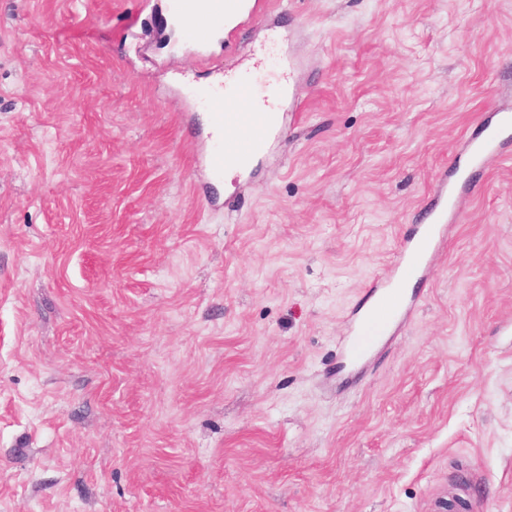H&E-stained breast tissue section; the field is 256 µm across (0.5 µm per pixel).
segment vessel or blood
Here are the masks:
<instances>
[{"instance_id":"obj_1","label":"vessel or blood","mask_w":512,"mask_h":512,"mask_svg":"<svg viewBox=\"0 0 512 512\" xmlns=\"http://www.w3.org/2000/svg\"><path fill=\"white\" fill-rule=\"evenodd\" d=\"M261 7V0H171L170 3L173 14L182 18L189 41L199 48L204 47L215 27H223L226 36H233L234 22L249 20ZM255 93L253 83L245 78L225 82L204 94L211 114L206 167L214 180H222L229 170L247 169L250 159L266 150L281 131L284 115L280 108L269 105L261 110L239 111V103ZM511 138L512 120L505 118L498 125L488 127L483 138L469 144L472 165L479 168L491 158L501 156L505 141ZM455 204L453 189L447 180H440L430 203L429 221L407 240L400 256L402 266L417 269L429 259L442 237L448 210ZM410 310L405 291L380 284L369 288L354 333L348 338L346 360L356 363L364 359L394 319Z\"/></svg>"}]
</instances>
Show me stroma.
<instances>
[{"instance_id": "35a3bbf8", "label": "stroma", "mask_w": 512, "mask_h": 512, "mask_svg": "<svg viewBox=\"0 0 512 512\" xmlns=\"http://www.w3.org/2000/svg\"><path fill=\"white\" fill-rule=\"evenodd\" d=\"M287 45L298 111L213 181L196 89ZM206 52L170 0H0V512H512V158L456 177L512 0H273ZM455 205L454 191L448 187V178H442L430 203V224H421L406 241L398 266H410L417 271L429 259L442 237V227L438 224L447 223L448 208ZM366 296L365 303L357 312L360 314L358 322L353 335L348 338L344 352L346 360L352 363L368 355L397 316L411 311L406 292L401 289L386 288L377 283L368 289Z\"/></svg>"}]
</instances>
